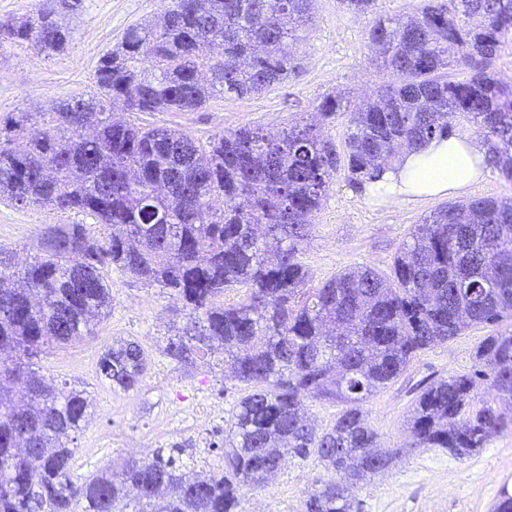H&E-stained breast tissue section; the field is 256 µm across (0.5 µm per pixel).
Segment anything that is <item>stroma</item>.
<instances>
[{
    "label": "stroma",
    "mask_w": 512,
    "mask_h": 512,
    "mask_svg": "<svg viewBox=\"0 0 512 512\" xmlns=\"http://www.w3.org/2000/svg\"><path fill=\"white\" fill-rule=\"evenodd\" d=\"M169 2L83 0L79 10L64 16L73 40L61 53L47 54L31 42L0 35V115L51 112L61 100L93 94L100 57L119 45L127 28L154 19ZM416 5L417 0H377L373 12L356 14L340 0H316L297 69L284 82L259 94L216 96L193 112L138 113L132 120L175 128L203 143L242 126L275 135L297 121L319 120L317 107L325 97L339 93L356 104L386 80L368 54L366 31L375 16L407 15ZM442 204L434 198L379 208L348 182L346 170H338L299 254L309 286L352 267L390 274L413 226ZM62 224L84 225L95 238L107 234L97 219L81 213L19 207L0 199V249L12 251L18 263L34 255L50 227ZM104 274L112 309L96 335L51 349L40 360L47 381L85 390L94 406L93 418L74 442L75 475L120 464L129 456L130 442L141 438L150 443L143 456L161 450L178 454L191 469L221 466L230 412L248 386L232 379L215 356L193 367L170 363L162 350L183 323L179 299L115 268L105 267ZM491 331V326L473 324L421 352L398 380L364 403L378 446L399 454L387 470L352 489L354 512H491L501 491L512 492L511 431L462 461L437 448L405 445L417 385L470 372L475 350ZM122 339L139 342L152 358L150 370L128 391L112 388L98 371L105 346ZM324 475L315 458H288L264 489L244 490L240 512H302L309 491Z\"/></svg>",
    "instance_id": "stroma-1"
}]
</instances>
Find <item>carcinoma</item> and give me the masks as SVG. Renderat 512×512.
I'll return each mask as SVG.
<instances>
[{
    "mask_svg": "<svg viewBox=\"0 0 512 512\" xmlns=\"http://www.w3.org/2000/svg\"><path fill=\"white\" fill-rule=\"evenodd\" d=\"M312 6L171 0L99 59L96 93L62 100L39 120L6 119V136L25 145L0 148V196L89 214L109 234L55 227L19 267L0 250V512H239L242 489L264 486L288 454L312 455L332 473L308 493L305 512H351V488L394 455L377 448L363 403L417 353L470 324L494 328L473 372L420 387L404 447L464 460L512 431V414L474 395L478 378L512 402V329L502 327L512 319L511 197L443 206L414 226L389 276L355 268L309 288L298 260L339 166L350 181L372 180L399 153L451 135L455 121L480 129L488 166L512 181V85L492 68L512 41V0H421L406 19L377 17L367 47L391 81L370 101L335 95L318 106L325 120L349 115L342 155L312 123L276 138L239 127L201 145L177 129L114 118L118 102L129 112H190L213 96L283 82ZM56 15L41 6L7 35L62 52L71 31ZM454 68L468 76L455 79ZM106 265L181 298L187 322L165 357L183 363L220 350L232 376L253 385L232 413L222 469L190 473L158 451L74 476L70 443L92 405L82 390L49 385L34 359L94 335L93 319L112 308ZM237 286L246 297L225 302ZM150 363L138 342L120 340L99 371L126 391ZM309 398L344 409L318 428L304 412Z\"/></svg>",
    "mask_w": 512,
    "mask_h": 512,
    "instance_id": "carcinoma-1",
    "label": "carcinoma"
}]
</instances>
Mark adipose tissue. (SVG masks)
Segmentation results:
<instances>
[{
  "instance_id": "adipose-tissue-1",
  "label": "adipose tissue",
  "mask_w": 512,
  "mask_h": 512,
  "mask_svg": "<svg viewBox=\"0 0 512 512\" xmlns=\"http://www.w3.org/2000/svg\"><path fill=\"white\" fill-rule=\"evenodd\" d=\"M485 153L478 135L434 137L403 152L381 179L367 183L366 193L380 206L461 194L483 178Z\"/></svg>"
}]
</instances>
